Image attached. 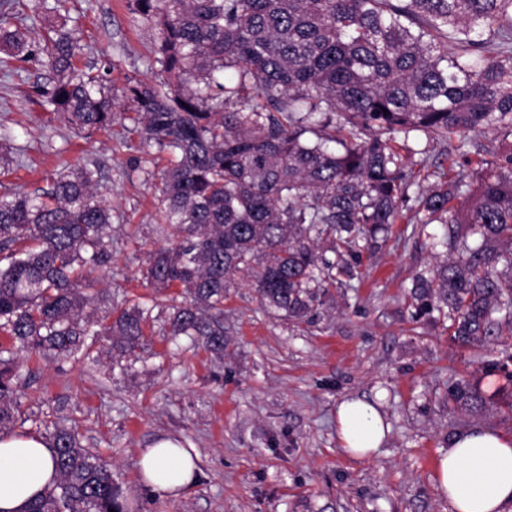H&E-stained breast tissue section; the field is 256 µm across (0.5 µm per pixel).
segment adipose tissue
<instances>
[{"label": "adipose tissue", "mask_w": 512, "mask_h": 512, "mask_svg": "<svg viewBox=\"0 0 512 512\" xmlns=\"http://www.w3.org/2000/svg\"><path fill=\"white\" fill-rule=\"evenodd\" d=\"M387 428L376 407L356 397L336 408V434L357 459L372 458ZM143 480L176 495L198 477L197 458L165 439L139 451ZM57 478L48 443L38 435H0V512H22ZM436 486L452 512H512V436L472 428L451 438L438 461Z\"/></svg>", "instance_id": "adipose-tissue-1"}]
</instances>
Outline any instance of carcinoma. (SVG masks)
I'll return each instance as SVG.
<instances>
[{
	"label": "carcinoma",
	"mask_w": 512,
	"mask_h": 512,
	"mask_svg": "<svg viewBox=\"0 0 512 512\" xmlns=\"http://www.w3.org/2000/svg\"><path fill=\"white\" fill-rule=\"evenodd\" d=\"M64 3L0 0V70L48 68L38 103L77 131L129 118L166 155L152 175L155 230L176 236L141 270L151 304L99 317L112 261L100 167L0 192V432L19 412L18 354L104 355L125 370L158 321L222 354L230 289L245 282L260 308L301 321L410 211L448 225L456 251L414 278L419 307L463 345L512 337V151L490 163L475 139L512 137V0H129L170 79L131 80L120 102L111 69L78 66ZM32 14L45 21L38 37ZM416 132L478 156L476 185L438 170V184L410 193L417 172L403 152ZM511 362L479 359L510 383ZM448 403L495 404L512 419V392L488 397L476 381L449 386ZM45 434L57 479L24 512H121L110 464L71 428Z\"/></svg>",
	"instance_id": "carcinoma-1"
}]
</instances>
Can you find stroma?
<instances>
[{"instance_id": "obj_1", "label": "stroma", "mask_w": 512, "mask_h": 512, "mask_svg": "<svg viewBox=\"0 0 512 512\" xmlns=\"http://www.w3.org/2000/svg\"><path fill=\"white\" fill-rule=\"evenodd\" d=\"M68 9L80 67L111 62L114 94L130 78L166 81L155 32L127 0H69ZM46 76L0 72V135L20 150L0 185L32 193L65 168L100 163L114 233L97 310L145 301L147 254L172 238L152 230L151 175L164 160L129 121L90 136L65 126L33 93ZM445 232L440 224L391 225L382 246L364 254L354 277L342 278L304 323L259 310L251 288L231 289L230 345L220 357L156 328L132 369L110 378L103 362L20 360L14 429L74 428L82 447L110 463L123 512H449L435 487L440 450L469 428L511 435L512 421L452 409L448 386L474 377L486 395L498 393L505 378L482 372L477 359L505 357L512 345H461L437 313L417 314L412 280L445 255ZM349 396L373 401L390 426L367 460L351 458L336 436V405ZM161 438L199 456L197 481L176 496L152 493L139 475V449Z\"/></svg>"}]
</instances>
